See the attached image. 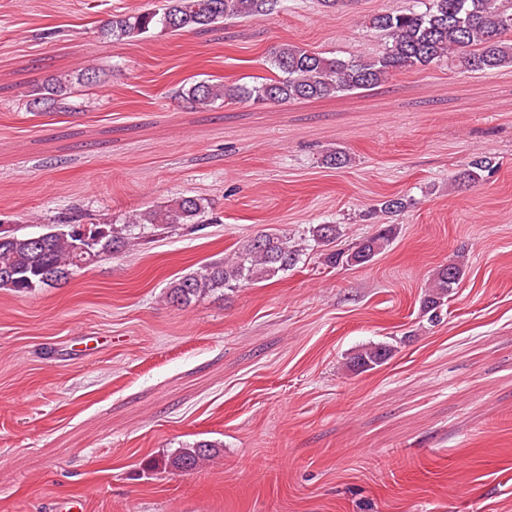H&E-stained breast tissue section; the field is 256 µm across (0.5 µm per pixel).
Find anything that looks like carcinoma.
<instances>
[{
    "instance_id": "obj_1",
    "label": "carcinoma",
    "mask_w": 512,
    "mask_h": 512,
    "mask_svg": "<svg viewBox=\"0 0 512 512\" xmlns=\"http://www.w3.org/2000/svg\"><path fill=\"white\" fill-rule=\"evenodd\" d=\"M160 9L136 14L115 13L106 24L117 41L137 40L159 27L172 32L207 29L228 18L261 17L271 14L281 0H165ZM370 26L384 32L387 50L375 57H328L306 47L282 43L271 53L275 76L254 84H214L200 81L182 93L190 104L209 108L217 102L282 104L299 98L323 97L341 92L366 90L395 75L427 67L444 58L457 61L470 72L498 70L512 64V0H428L425 11L385 12L374 15ZM72 82L57 77L40 89L29 105L39 111L60 107L71 94ZM496 161L483 154L472 155L461 180L476 184L493 172ZM205 206L195 197H179L170 204L128 217L126 223L59 224L38 234H20L0 229V288L28 293L53 288L75 272L139 245L134 230L172 228L199 224ZM396 226L386 224L347 250H330L340 227L319 224L312 230L314 242L326 248L330 265L356 266L371 263L392 242ZM300 250L288 238L257 234L243 241L229 257L202 265L173 281L167 291L171 303L187 304L194 298L217 291L233 290L246 283L266 280L292 269ZM465 273L460 261L439 267L422 299L430 321L440 320L449 293ZM394 347L369 343L348 361L356 371H370L385 364ZM220 444L199 440L182 445L155 462L165 471L190 472L219 451Z\"/></svg>"
}]
</instances>
